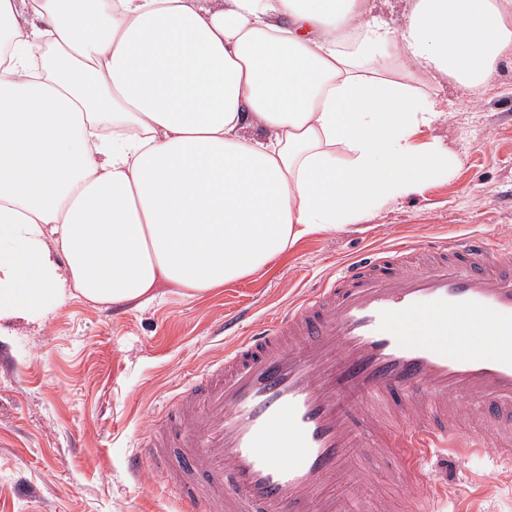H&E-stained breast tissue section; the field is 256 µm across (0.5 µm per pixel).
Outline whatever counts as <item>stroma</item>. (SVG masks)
Returning a JSON list of instances; mask_svg holds the SVG:
<instances>
[{
	"mask_svg": "<svg viewBox=\"0 0 512 512\" xmlns=\"http://www.w3.org/2000/svg\"><path fill=\"white\" fill-rule=\"evenodd\" d=\"M443 117L414 130V146L447 149V177L371 209L335 232L302 237L259 273L200 297L162 285L143 305L74 297L42 324L0 333V512H179L160 476L126 460L174 389L223 352L225 315L241 330L299 297L352 257L432 236L506 237L512 230V56L481 97L417 74ZM425 473L432 512H512V466L433 450ZM367 499L410 512L389 469L371 458Z\"/></svg>",
	"mask_w": 512,
	"mask_h": 512,
	"instance_id": "1",
	"label": "stroma"
}]
</instances>
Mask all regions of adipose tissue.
<instances>
[{
  "label": "adipose tissue",
  "instance_id": "1",
  "mask_svg": "<svg viewBox=\"0 0 512 512\" xmlns=\"http://www.w3.org/2000/svg\"><path fill=\"white\" fill-rule=\"evenodd\" d=\"M0 0V326L263 269L448 174L394 60L480 95L512 0ZM374 13L397 28L413 5V0H369Z\"/></svg>",
  "mask_w": 512,
  "mask_h": 512
}]
</instances>
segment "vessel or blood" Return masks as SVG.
I'll return each instance as SVG.
<instances>
[{"label":"vessel or blood","instance_id":"vessel-or-blood-1","mask_svg":"<svg viewBox=\"0 0 512 512\" xmlns=\"http://www.w3.org/2000/svg\"><path fill=\"white\" fill-rule=\"evenodd\" d=\"M422 501L432 449L512 463V245L400 243L236 336L128 459L180 512H360L369 449Z\"/></svg>","mask_w":512,"mask_h":512}]
</instances>
